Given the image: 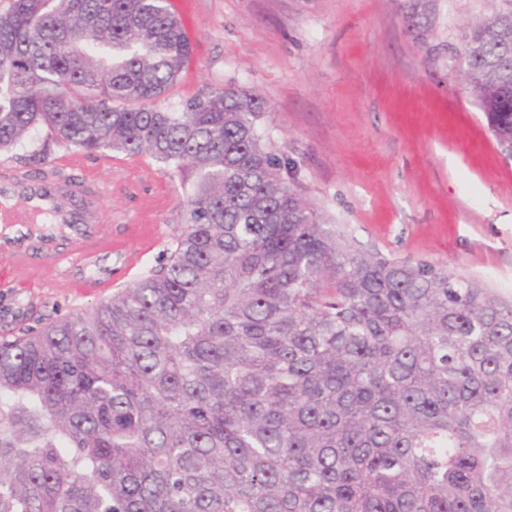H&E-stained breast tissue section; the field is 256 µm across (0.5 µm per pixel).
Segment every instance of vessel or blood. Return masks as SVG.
I'll return each mask as SVG.
<instances>
[{"mask_svg":"<svg viewBox=\"0 0 512 512\" xmlns=\"http://www.w3.org/2000/svg\"><path fill=\"white\" fill-rule=\"evenodd\" d=\"M86 194L83 181L61 183L49 175L33 177L8 168L0 170V223L16 228L14 235L0 237V254L19 264L29 263L26 230L41 222L65 226L82 243L85 255L111 248L112 242L104 225L96 223L93 203Z\"/></svg>","mask_w":512,"mask_h":512,"instance_id":"obj_1","label":"vessel or blood"}]
</instances>
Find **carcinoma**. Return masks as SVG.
Instances as JSON below:
<instances>
[{"label":"carcinoma","instance_id":"obj_1","mask_svg":"<svg viewBox=\"0 0 512 512\" xmlns=\"http://www.w3.org/2000/svg\"><path fill=\"white\" fill-rule=\"evenodd\" d=\"M464 71L512 153V0ZM169 0H10L0 151L29 131L190 187L166 265L0 340V512H512V298L356 246L233 88L161 100Z\"/></svg>","mask_w":512,"mask_h":512}]
</instances>
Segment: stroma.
I'll return each instance as SVG.
<instances>
[{
    "label": "stroma",
    "mask_w": 512,
    "mask_h": 512,
    "mask_svg": "<svg viewBox=\"0 0 512 512\" xmlns=\"http://www.w3.org/2000/svg\"><path fill=\"white\" fill-rule=\"evenodd\" d=\"M193 59L163 101L203 90L261 96L260 127L288 181L366 251L446 263L512 295V157L498 146L458 59L466 32L502 0H172ZM29 174L89 176L111 250L83 264L21 265L0 285V338L84 311L165 263L187 187L149 156L109 157L47 142L44 129L0 152ZM107 279L87 292L76 280Z\"/></svg>",
    "instance_id": "1"
}]
</instances>
